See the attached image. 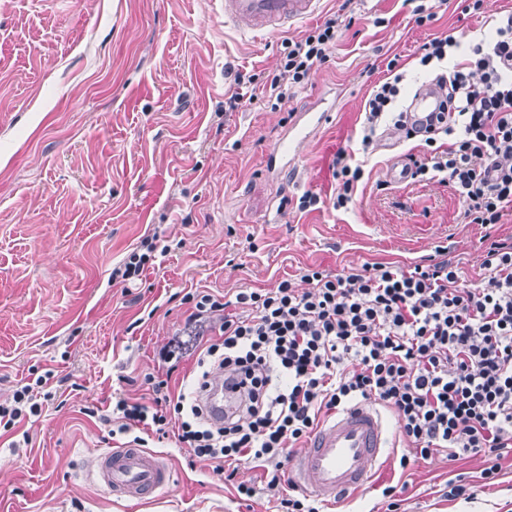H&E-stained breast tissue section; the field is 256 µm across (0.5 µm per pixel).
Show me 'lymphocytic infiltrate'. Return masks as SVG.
Instances as JSON below:
<instances>
[{
    "label": "lymphocytic infiltrate",
    "mask_w": 512,
    "mask_h": 512,
    "mask_svg": "<svg viewBox=\"0 0 512 512\" xmlns=\"http://www.w3.org/2000/svg\"><path fill=\"white\" fill-rule=\"evenodd\" d=\"M338 31L330 17L285 39L264 96L237 92L228 108L284 101L330 60ZM451 65L429 86L436 112L419 121L396 105L404 76L390 59L392 79L376 85L364 105L361 150L369 152L385 124L421 138L430 158L412 162V178H441L468 223L492 227L512 212V13ZM332 168V206L348 210L363 169L343 149ZM482 241L479 288L461 284L458 262L442 249L430 263L406 268L382 261L336 274L306 267L301 287L286 278L272 289H239L230 302L206 288L186 293L188 326L220 325L217 337L198 341L196 368L180 390L149 375L146 397L121 395L111 413L95 406L84 413L140 447L176 428L179 444L228 481L238 465L262 468L275 512H321L286 485L285 465L321 422L361 401L394 416L405 445L400 467L440 451L452 461L479 455L481 481L495 485L512 457V237ZM219 372L239 398L236 414L216 421L202 395ZM48 381L37 376L0 404V431L41 413L37 397Z\"/></svg>",
    "instance_id": "1"
}]
</instances>
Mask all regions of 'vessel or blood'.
<instances>
[{
    "instance_id": "obj_1",
    "label": "vessel or blood",
    "mask_w": 512,
    "mask_h": 512,
    "mask_svg": "<svg viewBox=\"0 0 512 512\" xmlns=\"http://www.w3.org/2000/svg\"><path fill=\"white\" fill-rule=\"evenodd\" d=\"M323 0H224V21L250 34L284 32L315 16ZM333 116L332 108L295 113L279 142L267 153L266 167L287 173L297 170L301 147L316 138ZM212 418L223 419L236 398L223 385L210 387L207 396ZM385 420L377 406L362 402L321 425L308 446L293 460L291 478L318 499H335L342 491L362 489L384 453ZM108 490L137 498L167 485L171 469L158 454L143 448H110L88 471Z\"/></svg>"
}]
</instances>
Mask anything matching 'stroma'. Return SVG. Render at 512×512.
Instances as JSON below:
<instances>
[{"instance_id": "obj_1", "label": "stroma", "mask_w": 512, "mask_h": 512, "mask_svg": "<svg viewBox=\"0 0 512 512\" xmlns=\"http://www.w3.org/2000/svg\"><path fill=\"white\" fill-rule=\"evenodd\" d=\"M408 0H324L295 35L339 16L330 61L288 101L228 111L236 75L262 90L276 73L283 34L243 36L225 25L219 0H0V403L31 370L68 384L62 405L46 406L0 437V512H271L261 469L241 466L234 482L191 461L174 439L154 452L171 465L170 486L141 498L108 493L84 471L113 447L107 429L83 414L128 392L123 377L192 371L196 352L163 353L183 339L198 288L226 296L276 287L301 267L336 272L367 261L409 265L447 248L476 280L479 225L463 223L446 183H387L397 155L424 158L418 140L387 139L359 156L364 175L349 210L328 199L339 149L358 147L364 105L398 58L408 88L428 78L419 49L454 36L469 54L491 18L512 0H486L483 15L447 0L416 25ZM339 99L321 138L304 146L295 173L274 178L264 157L290 116L318 99ZM319 209L297 211L305 192ZM166 254L142 280L113 282L144 236ZM484 462L444 455L400 469L386 449L367 487L333 512H381L382 490L401 485L399 512H512V467L475 499L451 500L457 473ZM254 486L239 498L238 483Z\"/></svg>"}]
</instances>
